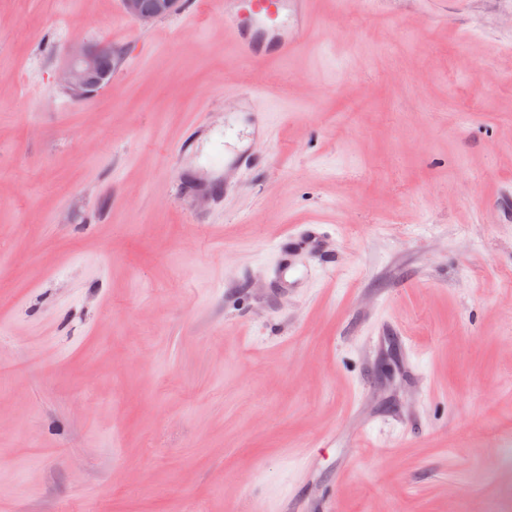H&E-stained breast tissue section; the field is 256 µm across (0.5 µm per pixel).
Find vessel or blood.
Wrapping results in <instances>:
<instances>
[{
    "label": "vessel or blood",
    "instance_id": "obj_1",
    "mask_svg": "<svg viewBox=\"0 0 512 512\" xmlns=\"http://www.w3.org/2000/svg\"><path fill=\"white\" fill-rule=\"evenodd\" d=\"M307 0H224L220 19L236 52L247 59H286L308 32Z\"/></svg>",
    "mask_w": 512,
    "mask_h": 512
}]
</instances>
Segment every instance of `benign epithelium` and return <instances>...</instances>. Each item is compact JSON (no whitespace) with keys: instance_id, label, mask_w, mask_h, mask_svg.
<instances>
[{"instance_id":"obj_1","label":"benign epithelium","mask_w":512,"mask_h":512,"mask_svg":"<svg viewBox=\"0 0 512 512\" xmlns=\"http://www.w3.org/2000/svg\"><path fill=\"white\" fill-rule=\"evenodd\" d=\"M179 0H122L126 15L141 25L171 15ZM104 46L79 45L72 49L59 82L69 97L81 101L112 80V70L104 64Z\"/></svg>"}]
</instances>
